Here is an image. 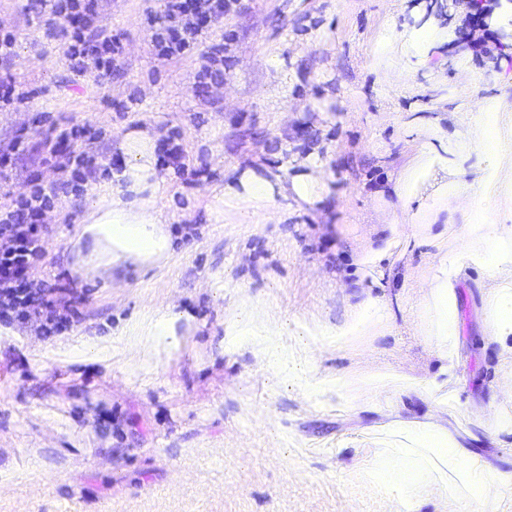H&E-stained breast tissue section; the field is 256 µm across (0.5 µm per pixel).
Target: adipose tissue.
Here are the masks:
<instances>
[{
  "instance_id": "1",
  "label": "adipose tissue",
  "mask_w": 512,
  "mask_h": 512,
  "mask_svg": "<svg viewBox=\"0 0 512 512\" xmlns=\"http://www.w3.org/2000/svg\"><path fill=\"white\" fill-rule=\"evenodd\" d=\"M448 38L447 27L435 17L410 9L400 26L376 39L373 69L382 88L395 91L408 79L431 71L434 50ZM461 74L480 95L467 112H419L406 130L421 142L413 161L391 179L394 217L385 237L369 248L364 262L372 285H379L380 262L393 242L406 247H430L429 290L422 300V322L438 356L451 361L455 347L456 284L468 269L512 273V191L502 185V163L512 160V79L495 67H461ZM127 160L122 169L98 187V196L69 240L73 275L111 288L128 271H146L165 264L175 252V240L164 213L166 179L155 156L149 129L127 131L121 142ZM289 171L259 162L224 171L217 189V206L245 213L251 223L280 222L320 207L332 192L331 178L318 154L294 156ZM461 223L456 241H449L451 224ZM414 225L413 234L402 231ZM488 324L501 345V360L512 364V276L496 281L487 297ZM390 307L366 297L340 326L317 328L321 348L340 349L347 337L371 327L387 326ZM192 318L173 308L155 309L142 330V349L155 355L179 350L191 331ZM406 390L428 404L424 419L394 417L383 431L392 437L387 448H375L360 466L383 490L393 494L396 512H421L436 504V512H471V504L497 501L505 483L502 471L459 445L440 423L453 398L437 378L408 379Z\"/></svg>"
}]
</instances>
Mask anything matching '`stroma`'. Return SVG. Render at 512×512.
Instances as JSON below:
<instances>
[{
    "mask_svg": "<svg viewBox=\"0 0 512 512\" xmlns=\"http://www.w3.org/2000/svg\"><path fill=\"white\" fill-rule=\"evenodd\" d=\"M32 2L0 0V34L16 39L9 72L18 91L32 94L0 106V206L34 182L60 179L49 146L62 129L88 122L98 133L73 145L94 173L43 215L48 245L34 277L68 270V239L109 169L123 165L122 134L140 125H151L159 146L176 246L128 287L85 284V320L73 330L46 338L31 323L0 342V512H393L358 470L362 449L385 445L377 430L384 416L350 411L332 390L310 393L305 380L386 375L385 396L401 417L426 412L398 383L433 376L440 364L417 318L425 248L396 247L384 261L375 293L396 314L385 335L321 354L308 328L342 324L367 294L358 256L392 215L391 197L376 190L418 152L405 132L411 113L465 111L472 89L458 67L492 64V55L459 49L462 30L451 29L440 89L418 78L387 93L371 49L397 20L393 0H234L213 26L231 37L223 78L201 87L202 51L155 56L146 17L162 0H102L98 21L123 44L121 73L106 85L91 72L71 83L62 38L70 25L35 13ZM172 140L184 169L163 151ZM313 151L328 160L333 181L321 214L252 224L216 209L225 168L258 157L284 166ZM491 283L468 271L455 288L448 430L476 437L507 474L498 512H512V435L491 433L483 416L512 377L488 331ZM252 303L280 327L273 342L225 335V320L245 317ZM166 306L193 314L195 330L180 353L131 369L134 348L110 343V331ZM78 339L111 344L110 365L71 364Z\"/></svg>",
    "mask_w": 512,
    "mask_h": 512,
    "instance_id": "obj_1",
    "label": "stroma"
}]
</instances>
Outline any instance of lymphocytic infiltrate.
<instances>
[{
  "label": "lymphocytic infiltrate",
  "instance_id": "1",
  "mask_svg": "<svg viewBox=\"0 0 512 512\" xmlns=\"http://www.w3.org/2000/svg\"><path fill=\"white\" fill-rule=\"evenodd\" d=\"M229 0H164L160 13L150 16L156 28L155 49L159 58L184 56L200 43L209 23L223 18ZM41 11L68 16L65 56L75 77L95 71L99 83H108L123 52L118 37L97 26L98 0H37ZM67 183H35L0 212V323L37 324L42 336H58L83 320L85 291L75 287L66 274L53 281H34V264L46 251L41 224Z\"/></svg>",
  "mask_w": 512,
  "mask_h": 512
}]
</instances>
